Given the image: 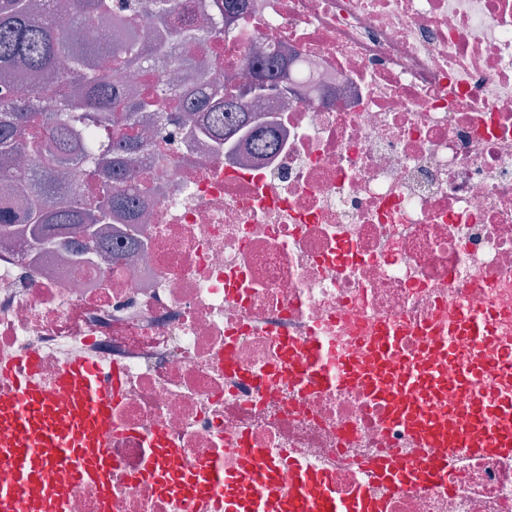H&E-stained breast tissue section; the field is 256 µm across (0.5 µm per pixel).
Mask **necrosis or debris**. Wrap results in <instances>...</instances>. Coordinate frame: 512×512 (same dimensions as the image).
Listing matches in <instances>:
<instances>
[{
    "label": "necrosis or debris",
    "instance_id": "4bbe7bcc",
    "mask_svg": "<svg viewBox=\"0 0 512 512\" xmlns=\"http://www.w3.org/2000/svg\"><path fill=\"white\" fill-rule=\"evenodd\" d=\"M273 52L293 62L287 101L258 115L276 150L149 143L129 179L156 188L147 220L113 214L108 252L0 234V366L35 357L52 396L73 356L122 374L112 487L69 489L64 512H193L149 477L159 432L186 475L218 463L234 486L256 449L281 501L309 468L388 512H512V458H462L449 490L371 484L370 461L429 449L362 386L315 387L307 357L368 360L386 325L419 358L475 311L494 338L466 346L479 384L512 404L496 367L512 361V0H248L178 84L222 86Z\"/></svg>",
    "mask_w": 512,
    "mask_h": 512
}]
</instances>
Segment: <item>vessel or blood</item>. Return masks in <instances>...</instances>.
<instances>
[{"mask_svg": "<svg viewBox=\"0 0 512 512\" xmlns=\"http://www.w3.org/2000/svg\"><path fill=\"white\" fill-rule=\"evenodd\" d=\"M457 335L429 339L430 352L448 361L444 383L449 393L460 397L465 407L450 419L426 421L419 393L440 383L434 367H421L418 361H394L390 354L394 337H378L374 349L375 372L362 363L337 359L325 362L315 372V382L348 385L363 381L387 404L389 416L406 421L432 454L420 463L388 460L375 466L374 480L391 489L440 488L450 485V474L458 453L512 455V407L497 404L477 385L479 368L458 352L461 342L488 341V331L477 313L459 317ZM13 396L0 400V461L11 464L15 483L0 487V512H63L64 494L72 486L94 483L108 487L114 464L105 446L112 429V393L103 389L98 370L89 359L77 357L65 365L58 389L65 402L51 398L33 379H11ZM162 463L153 472L161 484H169L180 464L177 449L163 436L155 438ZM241 461L253 478L245 486L250 512H267V500L275 478L267 461L253 449L241 452ZM221 484L213 473L200 475L194 483L182 486L183 497L207 512ZM284 512H384L382 499L365 489L347 498L328 492L326 473L302 471L297 492L283 506Z\"/></svg>", "mask_w": 512, "mask_h": 512, "instance_id": "b4317fda", "label": "vessel or blood"}]
</instances>
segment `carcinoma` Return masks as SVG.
I'll list each match as a JSON object with an SVG mask.
<instances>
[{
    "label": "carcinoma",
    "mask_w": 512,
    "mask_h": 512,
    "mask_svg": "<svg viewBox=\"0 0 512 512\" xmlns=\"http://www.w3.org/2000/svg\"><path fill=\"white\" fill-rule=\"evenodd\" d=\"M246 0H212L210 12L182 23L172 43L140 47L144 17L164 25L174 0H0V226L19 224L38 244L76 228L88 247L106 245L107 223L118 211L141 218L137 197L123 185L146 144L137 130L139 116L181 113L180 138L211 125L224 126L232 141L262 109L240 86L224 89V111L192 101L176 90L128 96L126 77L147 64L177 67L193 42L224 31V16ZM87 25L71 39L56 18ZM284 63L265 60L252 78L272 89L287 85ZM103 132L92 140V132ZM252 148L271 150L275 141L262 129L250 131ZM83 171L86 188L64 180L68 170Z\"/></svg>",
    "instance_id": "cac0c4a2"
}]
</instances>
